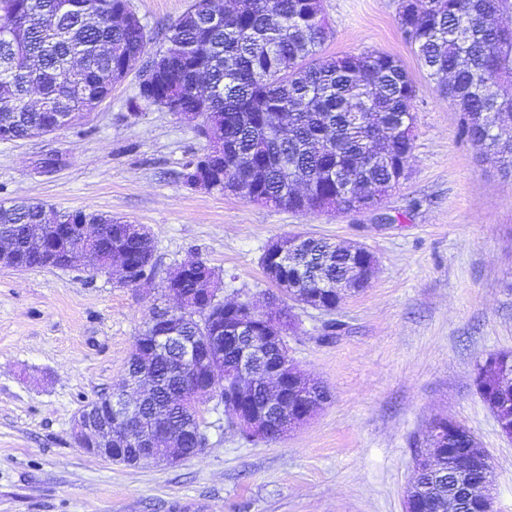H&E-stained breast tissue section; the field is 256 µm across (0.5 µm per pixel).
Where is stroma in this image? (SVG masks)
<instances>
[{
  "label": "stroma",
  "mask_w": 512,
  "mask_h": 512,
  "mask_svg": "<svg viewBox=\"0 0 512 512\" xmlns=\"http://www.w3.org/2000/svg\"><path fill=\"white\" fill-rule=\"evenodd\" d=\"M400 0H321L324 55L379 51L415 86L406 175L373 209L298 212L186 187L206 141L196 122L141 100L139 71L78 122L0 141V203L110 215L150 229L155 275L125 285L101 270L0 267V512H403L414 453L433 419L467 426L493 467V510L512 512V438L473 382L488 354L512 352V179L460 134L456 106L417 62ZM190 0H130L148 55ZM298 232L359 244L377 260L367 288L327 313L294 307L290 360L330 397L308 424L248 440L201 403L204 448L176 466L113 463L79 448V410L117 390L165 279L214 268L225 300L266 312L260 258ZM344 327L321 341L323 325Z\"/></svg>",
  "instance_id": "obj_1"
}]
</instances>
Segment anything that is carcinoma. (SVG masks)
I'll return each mask as SVG.
<instances>
[{
  "mask_svg": "<svg viewBox=\"0 0 512 512\" xmlns=\"http://www.w3.org/2000/svg\"><path fill=\"white\" fill-rule=\"evenodd\" d=\"M166 33L164 75L139 85V96L158 104L165 85L178 83L182 112L203 115L212 138L224 142V160L212 161L214 190L234 186L242 197L272 201L296 211H319L348 202L357 191L380 197L408 164L414 142L416 89L400 60L379 52L321 56L331 31L320 0H251L252 7L228 10L224 0H202ZM512 0H418L415 10H399L398 23L421 66L442 94L461 112V135L480 151L498 158L512 176V28L500 23ZM128 0H0V122L28 138L48 124L71 123L106 97L122 80L129 59L145 54L137 28L122 18ZM220 22L212 23V18ZM119 224L112 250H131V277L152 278L153 238L141 224L116 222L110 215L60 213L43 203L0 205V232L24 243L31 224ZM351 262L336 243L309 238L299 256L288 255V281L298 284L283 301L319 293L320 303L336 308L350 288ZM183 332L201 338L223 323L196 321L203 283L188 276L181 283ZM189 373L159 358L145 372L156 390L159 412L175 417V433L191 441L203 425L199 406L177 383ZM477 390L489 408H499L503 428L512 434V385L475 369ZM224 419L233 427L234 387L219 372L213 381ZM444 470L461 460L427 447L425 461ZM423 512H454L446 484L416 480Z\"/></svg>",
  "mask_w": 512,
  "mask_h": 512,
  "instance_id": "cac0c4a2",
  "label": "carcinoma"
}]
</instances>
